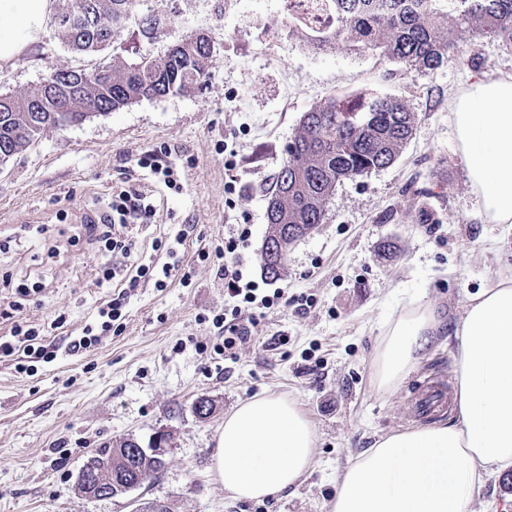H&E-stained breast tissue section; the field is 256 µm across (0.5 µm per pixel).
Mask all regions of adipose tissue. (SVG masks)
Wrapping results in <instances>:
<instances>
[{"mask_svg": "<svg viewBox=\"0 0 512 512\" xmlns=\"http://www.w3.org/2000/svg\"><path fill=\"white\" fill-rule=\"evenodd\" d=\"M49 11L50 0H0V63L37 42ZM450 107L480 216L512 224V75L472 83ZM443 328L411 299L383 327L373 388L394 389ZM454 336L453 419L379 438L340 476L330 512H470L485 476L512 465V277L468 298ZM315 447L295 401L256 397L225 416L212 473L233 500L269 499L306 473Z\"/></svg>", "mask_w": 512, "mask_h": 512, "instance_id": "adipose-tissue-1", "label": "adipose tissue"}]
</instances>
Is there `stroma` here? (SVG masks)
Instances as JSON below:
<instances>
[{
    "mask_svg": "<svg viewBox=\"0 0 512 512\" xmlns=\"http://www.w3.org/2000/svg\"><path fill=\"white\" fill-rule=\"evenodd\" d=\"M140 10L163 19L152 41L131 27L101 51L75 52L49 20L35 49L0 68V92L19 94L58 70L165 52L198 30L215 42L203 93L144 99L45 131L0 165V241L10 244L0 252V281L41 283L22 316L44 328L56 351L31 376L0 359V512H141L154 501L168 512H328L352 459L382 435L420 426L411 400L419 385L453 380L456 340L444 331L395 389L374 391L370 367L384 322L412 297L455 322L469 295L512 275V224L479 216L449 107L477 79L512 75V51L454 30L448 60L418 73L371 51H312L305 32L283 20L280 0H142ZM372 94L410 108L411 139L391 166L337 184L323 224L290 247L281 278L269 283L261 268L266 194L286 143L325 99ZM159 146L170 149L183 190L140 177L156 215L131 234L149 256L154 241L187 230L191 283L139 288L121 330L69 353V337L93 323L108 294L96 282L101 245L81 225L110 200L132 160ZM237 224L251 230L240 249L249 279L312 304L258 315L252 342L227 359L213 350L222 331L211 318L225 304L219 262L197 254ZM388 242L397 246L389 258ZM60 311L67 322L56 329ZM261 394L297 403L316 433L313 464L276 497L233 502L211 473L212 455L225 416ZM201 396L214 404L205 420L194 408ZM161 432L169 451L155 478L113 498L78 494L81 467L105 444L132 437L145 446Z\"/></svg>",
    "mask_w": 512,
    "mask_h": 512,
    "instance_id": "35a3bbf8",
    "label": "stroma"
}]
</instances>
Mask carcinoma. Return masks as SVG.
<instances>
[{
    "mask_svg": "<svg viewBox=\"0 0 512 512\" xmlns=\"http://www.w3.org/2000/svg\"><path fill=\"white\" fill-rule=\"evenodd\" d=\"M336 25L312 30L301 20L289 24L306 29L315 50L343 44L355 52L372 51L386 60L421 73L441 67L453 42L444 30H468L490 37L512 50V0H417L418 8L389 0L375 12H362L357 0H323ZM140 0H75L55 15L58 36L78 52L102 50L117 39L81 36L76 14L84 12L106 25L121 9ZM213 39L205 32L186 36L163 54L140 53L130 65L100 68L104 81L83 69L59 70L50 79L69 78L79 85L73 112L58 111V101L36 86L23 95L0 93V164L26 150L47 129L83 122L88 115L107 114L134 102L183 91L199 92L210 80L207 60ZM414 114L400 99L374 95L367 101L330 98L304 113L296 134L285 147V160L268 197L270 226L265 242L288 249L313 233L326 216V203L344 180L365 176L391 165L412 135ZM140 443L128 437L105 445L92 461L103 477H112V496L125 484L141 485L159 473L164 460L151 453H134Z\"/></svg>",
    "mask_w": 512,
    "mask_h": 512,
    "instance_id": "1",
    "label": "carcinoma"
}]
</instances>
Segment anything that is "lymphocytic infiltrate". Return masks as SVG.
Listing matches in <instances>:
<instances>
[{"instance_id":"1","label":"lymphocytic infiltrate","mask_w":512,"mask_h":512,"mask_svg":"<svg viewBox=\"0 0 512 512\" xmlns=\"http://www.w3.org/2000/svg\"><path fill=\"white\" fill-rule=\"evenodd\" d=\"M141 169L150 170L168 189L178 191L182 188L179 169L172 161L168 148L147 151L126 169V188L113 192L95 220L85 224L86 235L103 245L107 260L100 267L98 283L100 287L111 289L112 294L97 309L96 329H85L82 335L71 338L68 343L71 352H85L97 345L102 335L120 328L125 319L127 300L140 284L150 282L156 288H165L173 273L180 269L178 247L185 240L181 233L175 236L173 245L166 247L164 261L144 262L134 257L136 243L129 234V228L134 224L150 223L155 215V208L146 195L130 186ZM248 235L247 225H238L235 233L225 238L214 255L223 261L221 270L228 303L223 313L215 315L212 322L224 330V340L218 350L229 357L250 342L257 311L291 303L303 307L309 303L307 297L288 298L278 289L261 291L254 281L244 278L239 249ZM43 336L39 328L22 322L14 323L9 335L0 337V356L9 357L16 350H23L25 358L17 362L16 370L26 375L34 373L35 361L49 356L42 343Z\"/></svg>"}]
</instances>
